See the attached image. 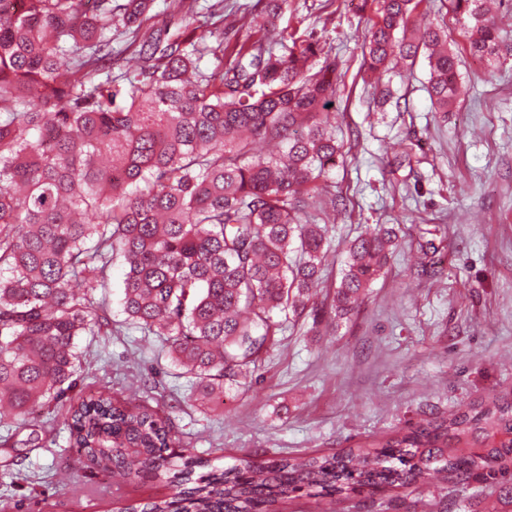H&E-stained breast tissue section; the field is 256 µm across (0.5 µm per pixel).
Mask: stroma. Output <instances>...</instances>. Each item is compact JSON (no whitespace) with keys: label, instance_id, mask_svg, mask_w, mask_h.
<instances>
[{"label":"stroma","instance_id":"obj_1","mask_svg":"<svg viewBox=\"0 0 512 512\" xmlns=\"http://www.w3.org/2000/svg\"><path fill=\"white\" fill-rule=\"evenodd\" d=\"M254 2L224 0L225 62L234 47L261 37ZM375 9L374 0H288L271 33L276 42L312 34L344 63L331 112L345 163L321 192L343 196L346 206L325 226L329 248L313 300L331 305L355 237L396 228L392 257L360 307L341 319L307 313L286 326L256 381L225 390L223 405L204 412L189 406L187 379L157 365L155 338L116 325L82 339L80 389L105 381L117 399L160 407L212 465L364 451L375 438L450 411L512 400V0H498L494 20L511 39L494 60L469 54L444 0H421L414 25L445 21L459 56L458 100L448 113L432 109L426 57L366 72L361 43ZM411 144L418 163L391 172L390 161ZM429 240L439 251L425 260L419 245ZM38 425L43 447H24ZM67 439L45 413L0 427V501L19 503L20 512H119L172 493L164 482L101 478ZM488 499L479 485L431 480L343 501L295 497L278 512H486Z\"/></svg>","mask_w":512,"mask_h":512}]
</instances>
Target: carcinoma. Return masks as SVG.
<instances>
[{
  "label": "carcinoma",
  "mask_w": 512,
  "mask_h": 512,
  "mask_svg": "<svg viewBox=\"0 0 512 512\" xmlns=\"http://www.w3.org/2000/svg\"><path fill=\"white\" fill-rule=\"evenodd\" d=\"M284 0H256L265 20ZM421 0H376L362 44L371 72L428 51V94L454 109L458 60L445 23L410 28ZM470 52L501 41L485 0H448ZM0 0V424L61 415L68 445L100 472L171 483L125 512H272L299 491L350 496L443 476L495 488L512 506V402L448 413L373 440V451L213 466L165 411L73 394L79 339L112 325L97 290L121 261L119 312L157 336L202 410L249 378L310 301L325 218L306 200L342 158L327 105L341 61L316 42H257L224 66L223 0ZM142 60L136 71L124 56ZM210 66L201 67L204 57ZM397 231L355 239L333 297L343 316L388 263ZM86 284L76 294L70 282Z\"/></svg>",
  "instance_id": "1"
}]
</instances>
